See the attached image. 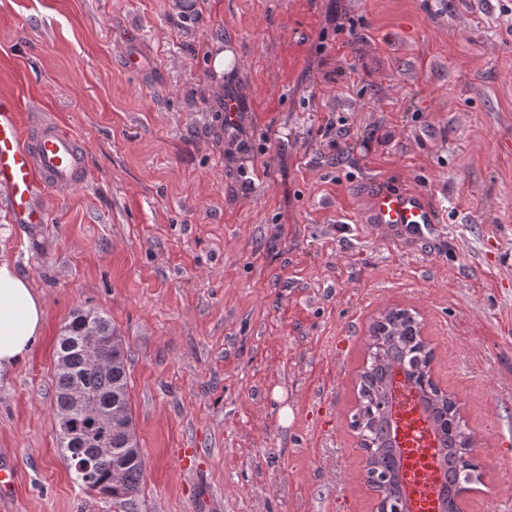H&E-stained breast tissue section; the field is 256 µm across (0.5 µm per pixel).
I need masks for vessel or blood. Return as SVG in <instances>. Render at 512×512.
<instances>
[{
  "instance_id": "obj_1",
  "label": "vessel or blood",
  "mask_w": 512,
  "mask_h": 512,
  "mask_svg": "<svg viewBox=\"0 0 512 512\" xmlns=\"http://www.w3.org/2000/svg\"><path fill=\"white\" fill-rule=\"evenodd\" d=\"M85 179L83 149L74 135L46 120L23 126L16 101L0 97V187L8 193L14 223H47L46 193L67 191ZM370 215L373 223L390 225L412 240L431 238L436 230L434 208L417 191H379L371 199ZM403 490L417 512H433L438 491L418 495L409 480Z\"/></svg>"
}]
</instances>
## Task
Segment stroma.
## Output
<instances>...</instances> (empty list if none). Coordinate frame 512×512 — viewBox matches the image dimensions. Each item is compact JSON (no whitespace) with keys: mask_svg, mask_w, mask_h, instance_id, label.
I'll return each instance as SVG.
<instances>
[{"mask_svg":"<svg viewBox=\"0 0 512 512\" xmlns=\"http://www.w3.org/2000/svg\"><path fill=\"white\" fill-rule=\"evenodd\" d=\"M2 95L76 134L88 177L44 224L0 189V261L46 311L0 378V512H375L349 422L394 306L475 433L464 512H512V0H0ZM384 187L425 194L435 237L372 223ZM78 307L128 349L129 501L60 454L54 347Z\"/></svg>","mask_w":512,"mask_h":512,"instance_id":"1","label":"stroma"}]
</instances>
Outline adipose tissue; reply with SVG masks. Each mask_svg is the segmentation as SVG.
Segmentation results:
<instances>
[{
	"label": "adipose tissue",
	"instance_id": "1",
	"mask_svg": "<svg viewBox=\"0 0 512 512\" xmlns=\"http://www.w3.org/2000/svg\"><path fill=\"white\" fill-rule=\"evenodd\" d=\"M44 302L29 278L0 261V375L11 374L41 338Z\"/></svg>",
	"mask_w": 512,
	"mask_h": 512
}]
</instances>
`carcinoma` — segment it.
Here are the masks:
<instances>
[{
	"label": "carcinoma",
	"instance_id": "carcinoma-1",
	"mask_svg": "<svg viewBox=\"0 0 512 512\" xmlns=\"http://www.w3.org/2000/svg\"><path fill=\"white\" fill-rule=\"evenodd\" d=\"M95 324L99 332L114 336V341L101 348L97 358L86 355L81 344L85 322ZM65 337L58 340L57 354L68 359V370L55 371V428H61V417H67L69 444L61 453L71 462L74 481L85 488L103 493L112 477L120 482L117 499H125L140 490L144 456L135 461L120 449L106 458L95 454L97 439L107 435L104 428H90L86 421L71 414L70 389L78 384L87 399L103 410L119 406L128 423H133L129 403L127 351L124 339L104 313L94 309H76L65 324ZM366 364L361 374L358 414L362 419V447L371 452L372 463L386 474L385 494L404 498L399 477L391 419L382 417L376 405L389 393L393 371H402L419 393V398L432 424L436 427L442 465L447 485L440 512H458L457 500L472 479L478 465L473 455L474 439L460 413V406L433 381L431 362L434 351L421 336V323L387 310L373 323L366 344Z\"/></svg>",
	"mask_w": 512,
	"mask_h": 512
}]
</instances>
